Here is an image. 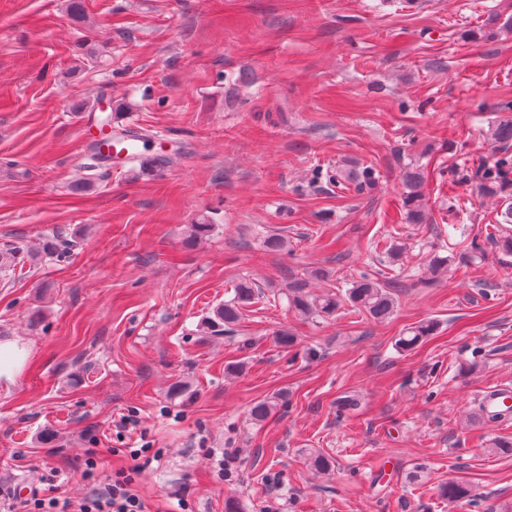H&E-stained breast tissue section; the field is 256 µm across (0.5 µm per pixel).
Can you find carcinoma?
<instances>
[{"mask_svg":"<svg viewBox=\"0 0 512 512\" xmlns=\"http://www.w3.org/2000/svg\"><path fill=\"white\" fill-rule=\"evenodd\" d=\"M493 142L503 148L492 163L483 167L478 190L481 195L487 197H500L512 186V154L509 147L512 146V119H503L490 131ZM317 180L325 179L338 187L352 182L359 189L370 187L375 183L372 169L362 167L348 172L339 170L332 174H316ZM424 174L418 169H410L406 172L403 181V219L407 224H423L426 220V203L422 190ZM214 225L209 217L199 216L187 227V243L194 244L209 236ZM406 246L397 240L389 241L384 250L385 263L395 265L401 260ZM450 257L442 256L434 250L428 255L426 270L432 274H440L448 269ZM265 298L260 286L249 279L240 280L234 288V296L224 304L213 310V315L208 317L206 327L211 332L222 335L233 331L241 319L243 310L253 306ZM288 307L298 315L305 318H318L329 320L336 316V312L343 304H348L353 311L363 313L377 321L389 319L395 311L397 301L379 280L363 276L350 282V287L341 294L326 292L319 295L312 294L302 286H293L285 294ZM438 328L433 320L423 321L407 329L395 340V348L399 352L411 351L423 344L430 336L434 335ZM286 394L276 393L270 397L257 400L251 406L248 416L250 421L261 423L284 402ZM306 460L312 470L317 473L324 472L331 467L328 457L314 448L304 449ZM440 495L450 504L464 508H478L481 506V494L474 485L450 480L440 487Z\"/></svg>","mask_w":512,"mask_h":512,"instance_id":"carcinoma-1","label":"carcinoma"}]
</instances>
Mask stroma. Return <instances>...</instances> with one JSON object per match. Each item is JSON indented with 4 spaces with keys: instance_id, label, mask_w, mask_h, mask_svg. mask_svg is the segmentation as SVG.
I'll return each instance as SVG.
<instances>
[{
    "instance_id": "1",
    "label": "stroma",
    "mask_w": 512,
    "mask_h": 512,
    "mask_svg": "<svg viewBox=\"0 0 512 512\" xmlns=\"http://www.w3.org/2000/svg\"><path fill=\"white\" fill-rule=\"evenodd\" d=\"M84 4L76 19L68 0H0V251L73 242L0 283V340L28 349L0 382V512H26L22 484L83 500L145 441L156 455L133 488L152 512H224L229 497L240 512H464L440 496L451 479L512 512V452L492 449L512 419L474 416L487 390L512 387V257L476 187L498 152L490 127L512 117V0ZM107 115L143 134L157 166L89 169L82 132ZM353 161L372 188L314 182ZM412 167L423 224L401 221ZM202 214L215 231L186 245ZM271 234L286 251L266 250ZM390 235L407 246L395 270L374 249ZM474 241L485 257L469 262ZM434 246L452 258L438 276L424 267ZM315 268L397 282L398 307L323 321L271 303L297 279L319 293ZM244 277L266 302L206 333ZM421 320L436 335L398 353ZM282 391L283 407L249 421ZM341 396L356 409L337 412ZM307 448L334 470L314 473ZM285 397V393L279 392L270 397L255 401L248 413L250 421L254 423L264 422L284 402Z\"/></svg>"
}]
</instances>
